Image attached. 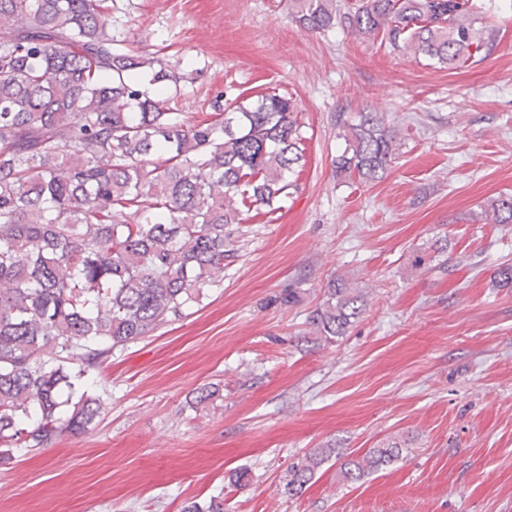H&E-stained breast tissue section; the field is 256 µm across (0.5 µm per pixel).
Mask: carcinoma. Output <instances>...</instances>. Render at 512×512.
I'll use <instances>...</instances> for the list:
<instances>
[{
    "label": "carcinoma",
    "mask_w": 512,
    "mask_h": 512,
    "mask_svg": "<svg viewBox=\"0 0 512 512\" xmlns=\"http://www.w3.org/2000/svg\"><path fill=\"white\" fill-rule=\"evenodd\" d=\"M311 32L341 28L457 69L494 49L482 0H288ZM114 0H0V447L44 448L101 412L76 386L112 352L182 317L235 256L236 197L275 211L302 158L292 99L263 94L191 119L166 91L169 62L112 33ZM157 87L152 93L141 82ZM336 174L381 179L397 131L377 112L343 123ZM512 224V195L487 201ZM364 295L328 283L309 317L332 340ZM334 448L288 468L299 494ZM400 454L393 442L341 463L358 481ZM182 512H224V500Z\"/></svg>",
    "instance_id": "1"
}]
</instances>
